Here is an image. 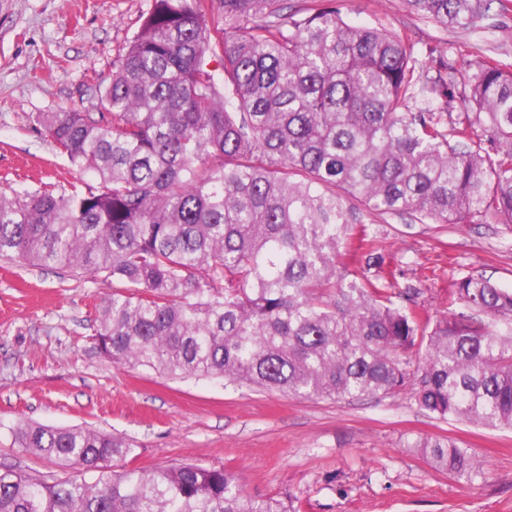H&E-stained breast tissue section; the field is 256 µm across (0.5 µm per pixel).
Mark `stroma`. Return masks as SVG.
<instances>
[{"label": "stroma", "mask_w": 512, "mask_h": 512, "mask_svg": "<svg viewBox=\"0 0 512 512\" xmlns=\"http://www.w3.org/2000/svg\"><path fill=\"white\" fill-rule=\"evenodd\" d=\"M344 19L383 23L431 65L446 50L455 73L479 51L512 63V20L491 7L482 29L443 28L405 0H336ZM151 0H0V183L69 188L79 173L29 115L103 111L112 62L139 31ZM384 276L422 316H447L448 292L472 274L512 290V224L475 219L423 224L407 214L363 213ZM105 275L0 261V464L54 472L18 448L19 420L80 426L129 439L126 468L191 463L235 471L244 492L277 496L295 512H512V430L442 421L409 393L353 401L298 398L220 379L171 380L114 365L97 349ZM452 437L480 460L465 481L411 451L418 437Z\"/></svg>", "instance_id": "obj_1"}]
</instances>
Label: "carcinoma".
Returning <instances> with one entry per match:
<instances>
[{
	"label": "carcinoma",
	"mask_w": 512,
	"mask_h": 512,
	"mask_svg": "<svg viewBox=\"0 0 512 512\" xmlns=\"http://www.w3.org/2000/svg\"><path fill=\"white\" fill-rule=\"evenodd\" d=\"M407 0L440 26L479 27L492 2ZM153 0L112 62L105 112L32 116L99 185L0 192V258L120 284L98 309L112 363L171 379L346 400L408 392L441 420L512 428V291L468 275L451 317L422 320L380 281L355 202L422 223L512 224V65L484 56L448 107V61L416 70L402 39L335 0ZM14 443L62 472L0 467V512H291L224 468L111 469L121 436L20 422ZM408 448L469 481L457 442Z\"/></svg>",
	"instance_id": "obj_1"
}]
</instances>
